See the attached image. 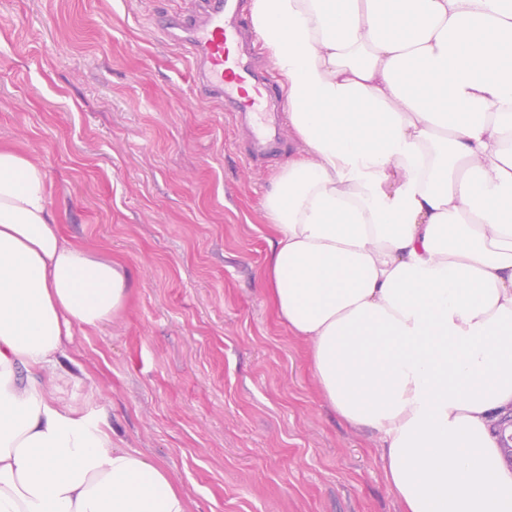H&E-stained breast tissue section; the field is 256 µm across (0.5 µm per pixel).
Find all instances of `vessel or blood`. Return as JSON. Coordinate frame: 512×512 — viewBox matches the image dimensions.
Listing matches in <instances>:
<instances>
[{
  "instance_id": "obj_1",
  "label": "vessel or blood",
  "mask_w": 512,
  "mask_h": 512,
  "mask_svg": "<svg viewBox=\"0 0 512 512\" xmlns=\"http://www.w3.org/2000/svg\"><path fill=\"white\" fill-rule=\"evenodd\" d=\"M244 0H194L188 18H169L166 35L188 52L197 86L207 99L250 126L254 155L274 152L281 110L278 89L250 52Z\"/></svg>"
}]
</instances>
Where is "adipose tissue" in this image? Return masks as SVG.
Here are the masks:
<instances>
[{
    "instance_id": "1",
    "label": "adipose tissue",
    "mask_w": 512,
    "mask_h": 512,
    "mask_svg": "<svg viewBox=\"0 0 512 512\" xmlns=\"http://www.w3.org/2000/svg\"><path fill=\"white\" fill-rule=\"evenodd\" d=\"M303 146L263 201L264 289L404 512H512V0H252ZM126 268L68 242L0 148V512H190L168 469L53 392Z\"/></svg>"
}]
</instances>
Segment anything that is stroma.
Returning a JSON list of instances; mask_svg holds the SVG:
<instances>
[{
    "label": "stroma",
    "mask_w": 512,
    "mask_h": 512,
    "mask_svg": "<svg viewBox=\"0 0 512 512\" xmlns=\"http://www.w3.org/2000/svg\"><path fill=\"white\" fill-rule=\"evenodd\" d=\"M191 0H0V144L42 165L64 237L129 273L123 313L78 332L64 396L166 466L191 512H402L378 435L330 409L310 346L263 290L264 167L199 96L155 21Z\"/></svg>",
    "instance_id": "stroma-1"
}]
</instances>
